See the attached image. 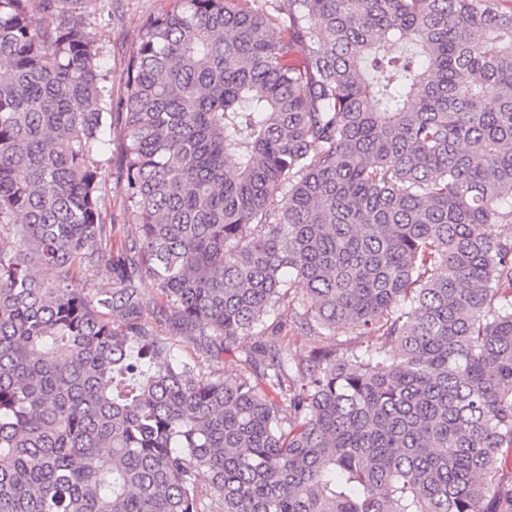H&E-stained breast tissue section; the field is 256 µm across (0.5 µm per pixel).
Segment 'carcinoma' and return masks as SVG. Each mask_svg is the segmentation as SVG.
<instances>
[{
  "instance_id": "carcinoma-1",
  "label": "carcinoma",
  "mask_w": 512,
  "mask_h": 512,
  "mask_svg": "<svg viewBox=\"0 0 512 512\" xmlns=\"http://www.w3.org/2000/svg\"><path fill=\"white\" fill-rule=\"evenodd\" d=\"M88 3L0 0V512H512V0H172L117 114ZM110 148L101 160L102 171H105L102 177V196H103V212L107 222L112 220V224H126L127 216L124 208L123 190L120 175L118 173V158L123 151V131L120 124L112 125V130L108 136ZM112 156V163H107V159ZM112 282V274L108 269L101 268L96 271H79L75 274L71 282V288L85 293H92L99 288L111 287ZM164 334L178 344L181 354L185 359L194 360L205 372L223 374L224 371L231 370L232 365L229 357L224 355L218 359L213 357L210 352H206L204 345L200 344L199 340L197 342H190L185 336H181L179 332L172 329H167Z\"/></svg>"
}]
</instances>
